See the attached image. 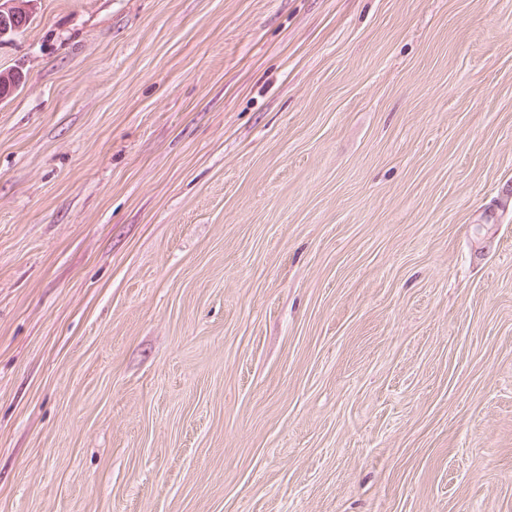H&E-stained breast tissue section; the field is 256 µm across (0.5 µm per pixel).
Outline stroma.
Returning <instances> with one entry per match:
<instances>
[{
    "instance_id": "35a3bbf8",
    "label": "stroma",
    "mask_w": 512,
    "mask_h": 512,
    "mask_svg": "<svg viewBox=\"0 0 512 512\" xmlns=\"http://www.w3.org/2000/svg\"><path fill=\"white\" fill-rule=\"evenodd\" d=\"M1 71L0 512H512V0H35Z\"/></svg>"
}]
</instances>
